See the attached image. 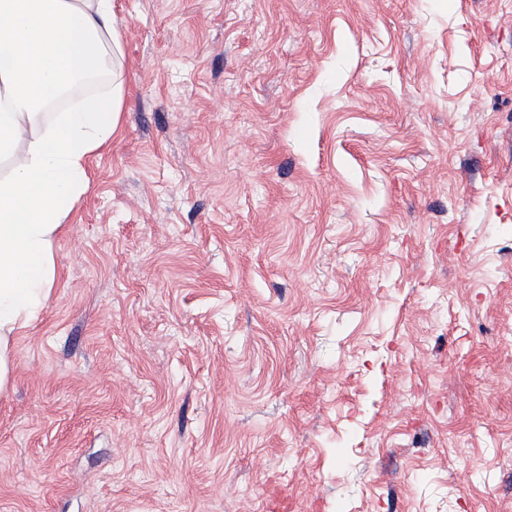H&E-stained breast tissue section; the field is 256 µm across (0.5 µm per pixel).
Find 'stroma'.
<instances>
[{"instance_id": "35a3bbf8", "label": "stroma", "mask_w": 512, "mask_h": 512, "mask_svg": "<svg viewBox=\"0 0 512 512\" xmlns=\"http://www.w3.org/2000/svg\"><path fill=\"white\" fill-rule=\"evenodd\" d=\"M114 12L0 512H512V0Z\"/></svg>"}]
</instances>
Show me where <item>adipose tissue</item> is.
<instances>
[{"mask_svg":"<svg viewBox=\"0 0 512 512\" xmlns=\"http://www.w3.org/2000/svg\"><path fill=\"white\" fill-rule=\"evenodd\" d=\"M120 34L112 0H0V393L15 366L17 332L48 302L58 277L53 243L88 184L87 159L115 131L121 87L33 131V118L60 87L107 70Z\"/></svg>","mask_w":512,"mask_h":512,"instance_id":"1","label":"adipose tissue"}]
</instances>
